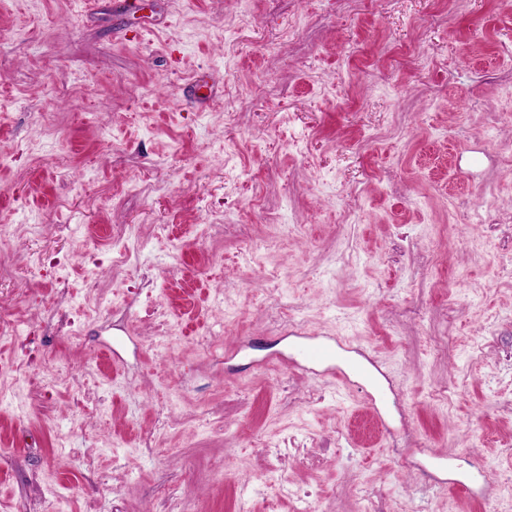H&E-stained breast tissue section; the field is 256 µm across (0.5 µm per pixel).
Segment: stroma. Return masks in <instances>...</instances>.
I'll use <instances>...</instances> for the list:
<instances>
[{
    "label": "stroma",
    "mask_w": 512,
    "mask_h": 512,
    "mask_svg": "<svg viewBox=\"0 0 512 512\" xmlns=\"http://www.w3.org/2000/svg\"><path fill=\"white\" fill-rule=\"evenodd\" d=\"M510 46L512 0H0V512H512Z\"/></svg>",
    "instance_id": "obj_1"
}]
</instances>
